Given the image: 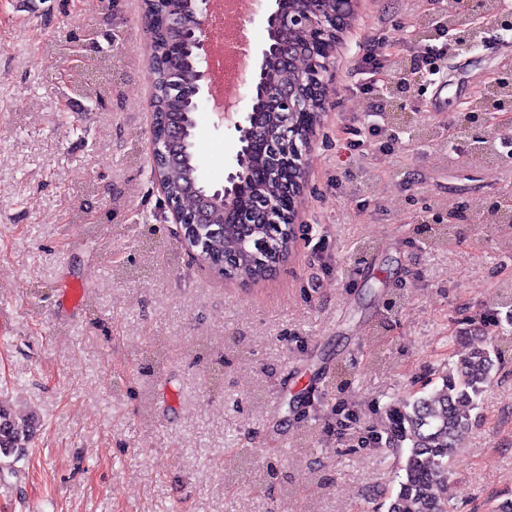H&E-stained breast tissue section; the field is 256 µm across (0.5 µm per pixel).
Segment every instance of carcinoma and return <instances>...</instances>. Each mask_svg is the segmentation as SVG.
I'll use <instances>...</instances> for the list:
<instances>
[{"label":"carcinoma","mask_w":512,"mask_h":512,"mask_svg":"<svg viewBox=\"0 0 512 512\" xmlns=\"http://www.w3.org/2000/svg\"><path fill=\"white\" fill-rule=\"evenodd\" d=\"M348 9L347 0H323L320 19L326 34L321 39H308L300 30L283 33L288 42L313 45L315 52L308 64L285 67L270 57L269 67L275 80L286 83L297 94H307L322 68L320 61L336 40L332 19L340 18ZM143 16L150 36L151 62L149 79L153 89L151 111L154 114L152 137L165 140L170 131L180 129L183 139L173 152L162 158L157 174L166 185L167 197L180 211L189 215L205 196H213L201 184L198 163L193 151L195 112L192 99L196 87L195 55L177 39L196 26L190 0H143ZM512 108V82H496L473 104L472 111L490 108ZM262 131L279 133L276 150L259 138L248 155L250 178L238 192L237 209L225 211L220 200H213V226L199 228L197 255L213 271L223 276L258 281L269 274L292 249L294 234L290 224L251 223L243 220L257 217L261 202L276 196L290 180L302 179L295 168L287 171L278 159L294 152L288 128L296 122L305 125L306 117L288 112H275L259 106ZM148 366L161 369L168 361L165 346L154 344L148 351ZM500 358L491 343L469 344L467 351L439 373L440 383L429 391L412 394L385 407V447L402 457L400 470L404 479L390 501L388 512H448V476L452 458L459 450L460 440L471 424V412L477 400L500 370ZM34 416L21 415L0 404V457H17L30 442Z\"/></svg>","instance_id":"carcinoma-1"}]
</instances>
